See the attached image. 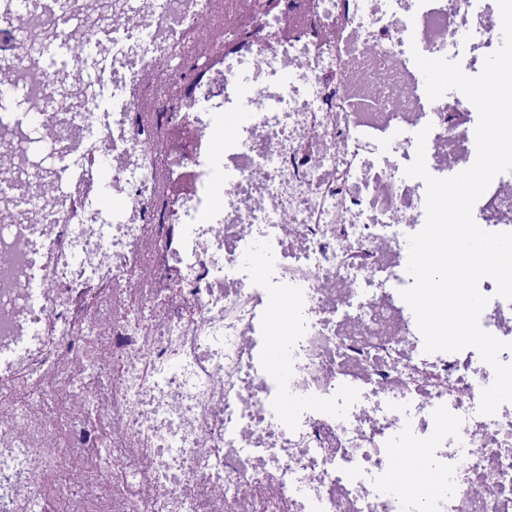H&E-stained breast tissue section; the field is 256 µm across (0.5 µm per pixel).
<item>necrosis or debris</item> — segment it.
Instances as JSON below:
<instances>
[{
  "instance_id": "necrosis-or-debris-1",
  "label": "necrosis or debris",
  "mask_w": 512,
  "mask_h": 512,
  "mask_svg": "<svg viewBox=\"0 0 512 512\" xmlns=\"http://www.w3.org/2000/svg\"><path fill=\"white\" fill-rule=\"evenodd\" d=\"M231 2L0 0L40 118L0 113V512H512V402L480 413L477 350L425 352L426 185L395 173L416 124L431 175L474 163L475 106L414 57L479 75L497 0ZM472 216L512 232V171Z\"/></svg>"
}]
</instances>
